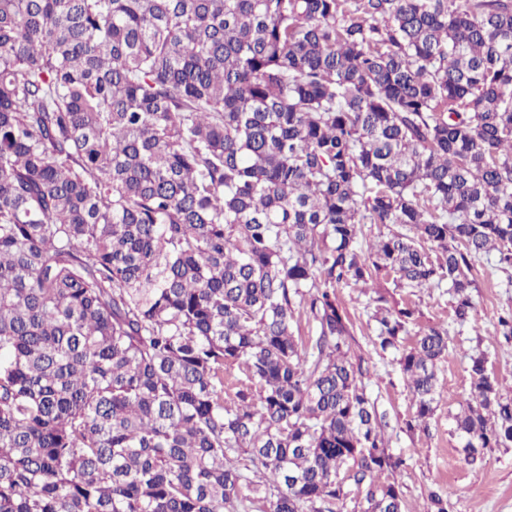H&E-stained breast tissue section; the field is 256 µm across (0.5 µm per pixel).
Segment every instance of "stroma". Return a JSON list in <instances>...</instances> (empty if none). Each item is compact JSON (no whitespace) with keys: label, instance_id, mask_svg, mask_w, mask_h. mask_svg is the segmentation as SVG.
Segmentation results:
<instances>
[{"label":"stroma","instance_id":"stroma-1","mask_svg":"<svg viewBox=\"0 0 512 512\" xmlns=\"http://www.w3.org/2000/svg\"><path fill=\"white\" fill-rule=\"evenodd\" d=\"M472 275L475 311L470 323L452 320L447 289L418 292L394 287L387 278L376 287L397 306L409 305L418 312L419 326L442 324L448 329V353L439 365V389L435 412L427 432L408 435L405 423L412 414L411 397L393 352H381L373 343L369 322V298L359 289L343 286L337 294L353 323L355 354L369 365L370 392L386 426L391 448L403 455L406 467L398 477L406 512H427L429 491L448 502V512H512V445L488 451L483 464L469 465L453 433V415L469 389L467 367L473 350L488 355V368L500 383L503 396L512 398V340L497 332V320L512 309V271L494 265L493 257L476 261Z\"/></svg>","mask_w":512,"mask_h":512}]
</instances>
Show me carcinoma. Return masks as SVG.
Instances as JSON below:
<instances>
[{
    "label": "carcinoma",
    "mask_w": 512,
    "mask_h": 512,
    "mask_svg": "<svg viewBox=\"0 0 512 512\" xmlns=\"http://www.w3.org/2000/svg\"><path fill=\"white\" fill-rule=\"evenodd\" d=\"M490 254L512 0H0V512H403L336 288L446 286L463 325ZM369 306L425 430L448 330ZM468 376L480 464L512 399Z\"/></svg>",
    "instance_id": "carcinoma-1"
}]
</instances>
